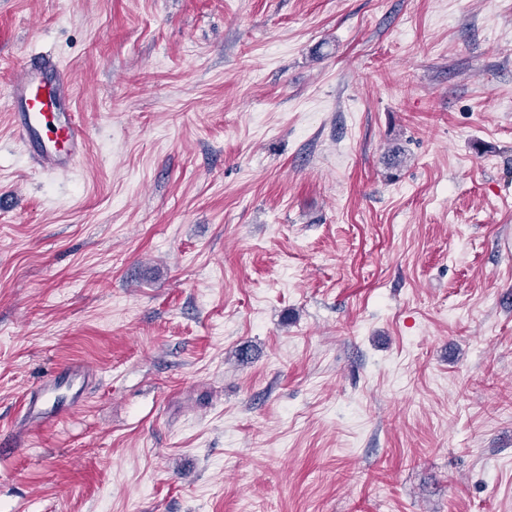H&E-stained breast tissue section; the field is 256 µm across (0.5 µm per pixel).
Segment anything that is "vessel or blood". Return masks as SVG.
I'll list each match as a JSON object with an SVG mask.
<instances>
[{"instance_id":"b4317fda","label":"vessel or blood","mask_w":512,"mask_h":512,"mask_svg":"<svg viewBox=\"0 0 512 512\" xmlns=\"http://www.w3.org/2000/svg\"><path fill=\"white\" fill-rule=\"evenodd\" d=\"M7 93L11 124L34 163L47 173L71 171L89 139L69 105L70 70L50 54H37L16 71ZM91 377L83 364L49 374L25 399L27 419L54 423L83 408Z\"/></svg>"}]
</instances>
